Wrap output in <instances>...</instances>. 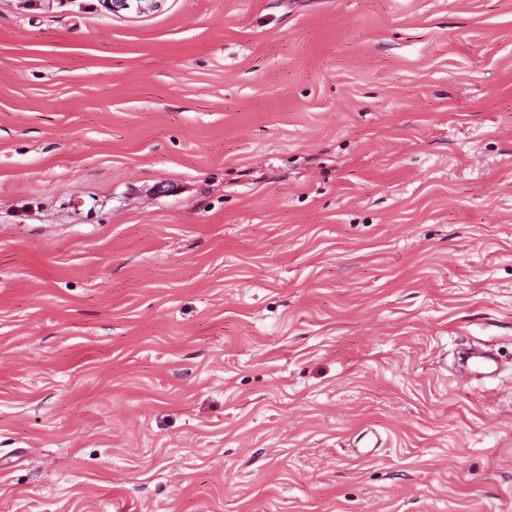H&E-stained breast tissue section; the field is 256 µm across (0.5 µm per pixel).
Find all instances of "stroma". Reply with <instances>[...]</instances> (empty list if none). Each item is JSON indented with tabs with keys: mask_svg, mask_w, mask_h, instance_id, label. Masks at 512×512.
<instances>
[{
	"mask_svg": "<svg viewBox=\"0 0 512 512\" xmlns=\"http://www.w3.org/2000/svg\"><path fill=\"white\" fill-rule=\"evenodd\" d=\"M0 512H512V0H0ZM106 7L112 12L135 10L146 13L161 9L164 0H104ZM500 371L501 363L492 348L472 344L463 358L460 373L470 381H484L497 378Z\"/></svg>",
	"mask_w": 512,
	"mask_h": 512,
	"instance_id": "35a3bbf8",
	"label": "stroma"
}]
</instances>
